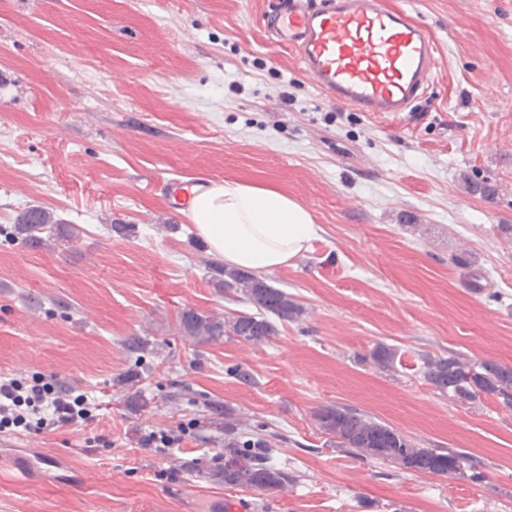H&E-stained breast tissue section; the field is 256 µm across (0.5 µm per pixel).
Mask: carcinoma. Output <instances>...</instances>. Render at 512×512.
Wrapping results in <instances>:
<instances>
[{
	"label": "carcinoma",
	"instance_id": "carcinoma-1",
	"mask_svg": "<svg viewBox=\"0 0 512 512\" xmlns=\"http://www.w3.org/2000/svg\"><path fill=\"white\" fill-rule=\"evenodd\" d=\"M10 236L41 248L53 238L76 239L80 232L47 209L32 207L17 216ZM215 286L224 291L225 297L242 301L253 311H237L222 318L183 311L180 325L187 335L201 342L235 336L252 344L264 343L277 334V325L293 322L303 312L288 293L252 274L223 269ZM370 358L375 366L387 370L395 361L396 351L380 345L370 352ZM423 367L424 379L456 401L471 404L495 397L512 406L511 368L469 362L452 353L426 357ZM314 418L321 431L332 437L331 443L362 459H380L404 469L448 477L464 474L468 464V456L459 449L419 448L397 430L346 406H323ZM271 438L272 434L261 428L239 435L233 410L224 409V466L217 468L216 476L224 479V485L238 490L283 488L294 476L271 462Z\"/></svg>",
	"mask_w": 512,
	"mask_h": 512
}]
</instances>
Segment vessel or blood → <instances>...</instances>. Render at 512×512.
<instances>
[{"mask_svg":"<svg viewBox=\"0 0 512 512\" xmlns=\"http://www.w3.org/2000/svg\"><path fill=\"white\" fill-rule=\"evenodd\" d=\"M269 26L316 88L361 112L411 111L437 69L426 28L383 0H281Z\"/></svg>","mask_w":512,"mask_h":512,"instance_id":"obj_1","label":"vessel or blood"}]
</instances>
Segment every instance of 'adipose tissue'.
<instances>
[{
	"label": "adipose tissue",
	"instance_id": "1",
	"mask_svg": "<svg viewBox=\"0 0 512 512\" xmlns=\"http://www.w3.org/2000/svg\"><path fill=\"white\" fill-rule=\"evenodd\" d=\"M188 216L209 252L256 274L290 265L317 234L311 213L296 200L238 182L192 191Z\"/></svg>",
	"mask_w": 512,
	"mask_h": 512
}]
</instances>
